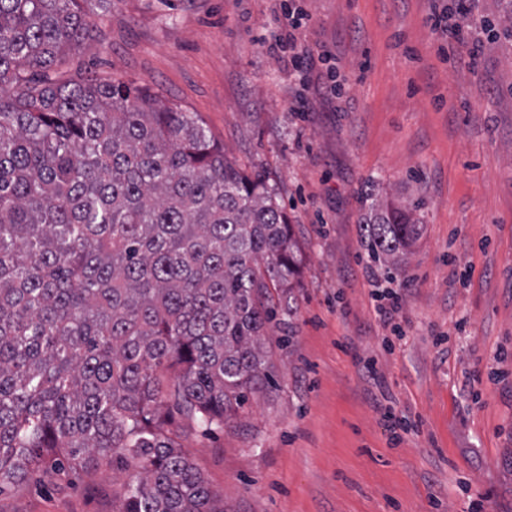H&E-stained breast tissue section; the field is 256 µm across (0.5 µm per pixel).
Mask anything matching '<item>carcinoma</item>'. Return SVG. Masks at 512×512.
I'll return each mask as SVG.
<instances>
[{
  "mask_svg": "<svg viewBox=\"0 0 512 512\" xmlns=\"http://www.w3.org/2000/svg\"><path fill=\"white\" fill-rule=\"evenodd\" d=\"M112 0H0V495L115 459L117 512H224L164 429L235 425L270 384L263 336L299 247L265 179L148 88L69 77ZM421 203L381 204L400 267Z\"/></svg>",
  "mask_w": 512,
  "mask_h": 512,
  "instance_id": "cac0c4a2",
  "label": "carcinoma"
}]
</instances>
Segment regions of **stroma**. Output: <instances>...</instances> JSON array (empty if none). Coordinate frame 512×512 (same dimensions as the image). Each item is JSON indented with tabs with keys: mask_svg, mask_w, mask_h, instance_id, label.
<instances>
[{
	"mask_svg": "<svg viewBox=\"0 0 512 512\" xmlns=\"http://www.w3.org/2000/svg\"><path fill=\"white\" fill-rule=\"evenodd\" d=\"M281 2L112 0L69 63L195 113L300 248L272 384L224 430L167 407L169 434L225 512H512V0H473L462 45L433 27L456 0H295L304 84L272 44ZM372 198L423 203L392 274L363 236ZM378 288L403 297L387 323ZM126 478L34 471L0 512H119Z\"/></svg>",
	"mask_w": 512,
	"mask_h": 512,
	"instance_id": "35a3bbf8",
	"label": "stroma"
}]
</instances>
